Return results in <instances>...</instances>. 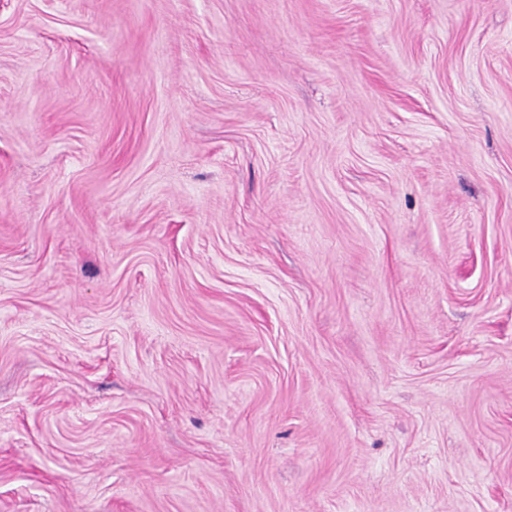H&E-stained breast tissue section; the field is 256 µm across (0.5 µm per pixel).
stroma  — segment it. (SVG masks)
<instances>
[{"label": "stroma", "mask_w": 512, "mask_h": 512, "mask_svg": "<svg viewBox=\"0 0 512 512\" xmlns=\"http://www.w3.org/2000/svg\"><path fill=\"white\" fill-rule=\"evenodd\" d=\"M0 512H512V0H0Z\"/></svg>", "instance_id": "stroma-1"}]
</instances>
